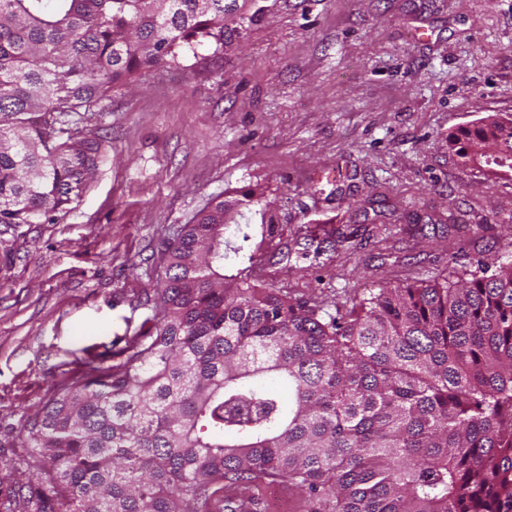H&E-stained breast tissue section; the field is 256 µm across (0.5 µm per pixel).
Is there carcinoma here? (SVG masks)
I'll return each instance as SVG.
<instances>
[{"mask_svg":"<svg viewBox=\"0 0 512 512\" xmlns=\"http://www.w3.org/2000/svg\"><path fill=\"white\" fill-rule=\"evenodd\" d=\"M239 0H0V224H52L104 158L81 127L112 90L203 47ZM463 162L512 172V115L448 134ZM214 199L168 249L148 332L74 373L25 427L39 477L24 512H209L261 478L310 512H512V260L310 306L224 273ZM495 270H490V267ZM277 380L278 386L265 383Z\"/></svg>","mask_w":512,"mask_h":512,"instance_id":"carcinoma-1","label":"carcinoma"}]
</instances>
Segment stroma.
Instances as JSON below:
<instances>
[{
  "label": "stroma",
  "instance_id": "35a3bbf8",
  "mask_svg": "<svg viewBox=\"0 0 512 512\" xmlns=\"http://www.w3.org/2000/svg\"><path fill=\"white\" fill-rule=\"evenodd\" d=\"M224 53L114 90L88 129L106 158L52 224L0 225V504L40 475L25 424L75 370L117 363L150 325L167 247L212 198L265 188L256 280L308 303L512 256V176L448 135L512 113V0H247ZM351 234L347 250L307 237ZM257 512H306L282 480Z\"/></svg>",
  "mask_w": 512,
  "mask_h": 512
}]
</instances>
